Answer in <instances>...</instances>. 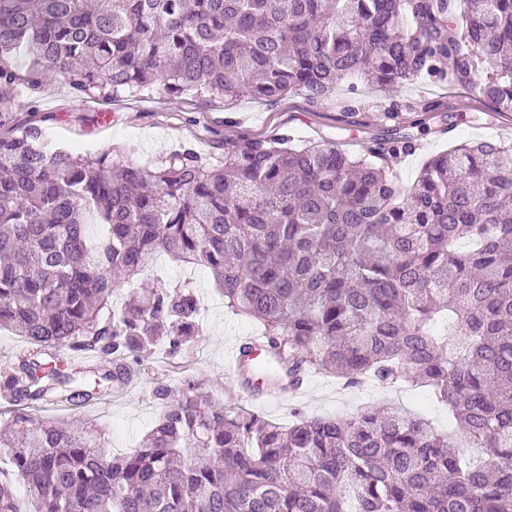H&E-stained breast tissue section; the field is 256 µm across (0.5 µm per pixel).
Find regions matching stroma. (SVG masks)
Returning <instances> with one entry per match:
<instances>
[{
    "label": "stroma",
    "mask_w": 512,
    "mask_h": 512,
    "mask_svg": "<svg viewBox=\"0 0 512 512\" xmlns=\"http://www.w3.org/2000/svg\"><path fill=\"white\" fill-rule=\"evenodd\" d=\"M356 84L357 94H350L342 84L335 94L315 103L300 94L269 103L248 98L204 101L155 92L106 104L76 93L64 77L48 70L38 110L50 136L74 151L96 153L117 148L133 163L152 165L182 145L219 159L224 155L225 142L247 135L273 138L283 133L300 141L331 143L360 156L379 135L376 118L391 101L439 103V110L429 113L416 130L414 150L390 161L393 175L406 186L415 182L429 156L449 145L473 140L512 141V112L486 115L466 88L417 81L392 91L364 78L357 79ZM144 277L157 288L187 281L195 286L205 308L204 333L189 355L188 367L214 399L240 406L238 391L230 387L225 357L236 342L255 335L257 325L225 308L223 296L205 269L161 256ZM167 360L165 348H158L145 359L137 382L125 393H111L105 403L88 410V417L105 428L113 452H132L155 426L161 413L152 394L156 382L179 387L180 376L167 367ZM385 403L424 413L437 428L448 425L447 408L429 401L424 389L409 384L387 390L372 385L344 388L335 378L322 374L311 378L301 396L271 402L258 412L269 422L285 426L297 409L311 416H332Z\"/></svg>",
    "instance_id": "obj_1"
}]
</instances>
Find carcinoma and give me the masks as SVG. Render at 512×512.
I'll return each mask as SVG.
<instances>
[{
  "instance_id": "cac0c4a2",
  "label": "carcinoma",
  "mask_w": 512,
  "mask_h": 512,
  "mask_svg": "<svg viewBox=\"0 0 512 512\" xmlns=\"http://www.w3.org/2000/svg\"><path fill=\"white\" fill-rule=\"evenodd\" d=\"M23 50L21 73L10 62ZM52 68L105 102L167 95L311 101L368 76L467 85L512 112V0H0V328L30 344L0 371L13 409L0 436V512H512V142L483 140L429 158L401 185L388 160L429 102L393 104L361 157L288 134L189 147L154 167L82 154L41 121L9 119ZM101 224L92 240L86 226ZM469 248L461 251L457 243ZM164 254L208 269L224 306L256 321L300 384L311 372L428 388L450 428L397 404L280 427L233 411L190 374L159 383L155 427L112 453L96 425L51 421L44 401L81 406L129 383L159 345L171 356L203 334L186 284L127 281ZM109 361L76 383L53 361ZM461 428L486 459L454 441Z\"/></svg>"
}]
</instances>
